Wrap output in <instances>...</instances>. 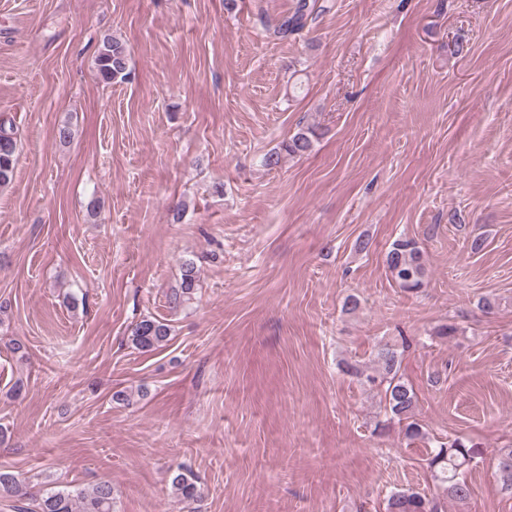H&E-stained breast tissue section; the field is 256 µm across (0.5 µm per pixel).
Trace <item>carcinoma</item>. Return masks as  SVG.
Returning <instances> with one entry per match:
<instances>
[{
	"mask_svg": "<svg viewBox=\"0 0 512 512\" xmlns=\"http://www.w3.org/2000/svg\"><path fill=\"white\" fill-rule=\"evenodd\" d=\"M313 12L309 0H298L291 15L283 17L275 27V33L282 37L300 33ZM129 51L122 42L106 38L96 56L97 73L106 83L124 81L129 75ZM312 148L311 132L303 129L295 133L286 144L289 154L302 156ZM17 159V141L10 129L0 125V186L9 183L14 175ZM388 267L399 287L407 292H416L425 284L427 273L426 257L415 242L398 239L387 255ZM196 287L194 267L183 268L182 286L179 297L191 299ZM169 337L168 325L152 318H145L136 324L132 342L136 349L150 352L162 346ZM378 372L366 376L370 383L384 386L385 407L398 422L405 424V435L409 439L423 437V427L416 419L417 396L411 385L399 375L400 354L391 347H383L377 355ZM483 454L482 448L464 437H456L432 450L429 467L435 478L445 487L448 497L465 501L471 496V487L464 477V469ZM172 488L184 501H199L200 488L196 481L182 471L172 477ZM15 499L16 512H112V486L109 482L99 483L92 491L43 490L35 500L34 507L24 505L28 492L19 477L9 470H0V495ZM388 512H438L437 504L410 489H399L388 499Z\"/></svg>",
	"mask_w": 512,
	"mask_h": 512,
	"instance_id": "carcinoma-1",
	"label": "carcinoma"
}]
</instances>
